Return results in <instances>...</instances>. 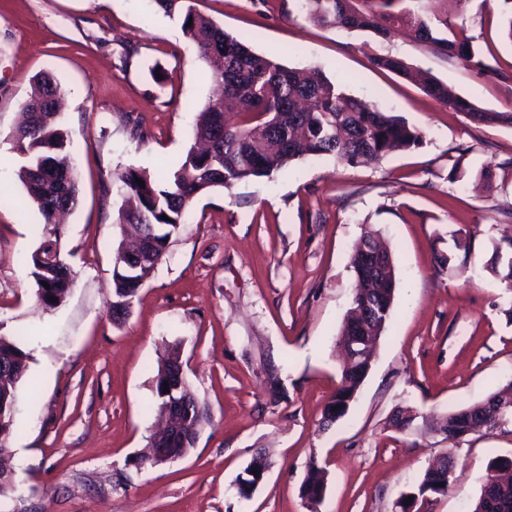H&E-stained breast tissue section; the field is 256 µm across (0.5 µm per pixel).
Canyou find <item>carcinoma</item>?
Wrapping results in <instances>:
<instances>
[{"mask_svg":"<svg viewBox=\"0 0 512 512\" xmlns=\"http://www.w3.org/2000/svg\"><path fill=\"white\" fill-rule=\"evenodd\" d=\"M152 2L166 15L180 20L185 37L201 58L217 56L222 59V67L210 75L211 82L222 88V94L197 112L196 137L208 145V149L188 152L181 165L161 184L133 169L118 174L117 192L137 200L135 207L118 210V223L129 225L136 241L152 237L159 242L160 250L165 251L198 196L216 187L269 177L290 162L307 156H334L357 165L378 162L397 150L422 146L423 135L418 129L349 93L344 83L329 79L320 68H292L271 56L254 52L224 28L195 12L189 0ZM304 2L309 17L320 25L347 31H374L384 36L402 31L439 51L460 57L474 68L485 67L472 44V37L464 28L456 29L448 24V19L438 15L428 16L412 10L410 0ZM374 64L401 76L410 74L408 64L399 58L377 57ZM423 90L475 122L512 126L511 111L482 109L434 77L424 78ZM62 96L61 86L53 79H38L23 104V120L12 135L18 149L27 155V167L42 169L44 162H53L41 175L31 176L23 168L18 174L29 203L38 208L46 227L56 222L58 208L71 210L78 196L66 134L56 122L57 110L45 106L48 100L56 103ZM138 178L144 185L136 182ZM164 215L168 219H162ZM505 247L512 250V236L495 245L490 269L505 288L512 290V257L502 261ZM45 251L54 252V261L42 259L38 249L31 254L29 262L40 302L47 308H54L64 301L71 288V268L58 246L48 244ZM156 267L157 264L150 263L134 271L114 268L112 309L121 307L124 313H129L139 289ZM45 282L50 288L43 286ZM51 296L56 301H50ZM365 302L379 313L378 323L370 326V333L380 336L390 318L394 289L355 291L352 306L356 308ZM28 359V353L16 343L0 336V453L5 451V441L15 430L16 389L27 374ZM364 379V373L357 367L341 369L331 405L344 404L342 415H347L350 408L346 400L356 398ZM505 392L512 393V381L486 400L449 413L442 431L448 433L450 439L459 437L470 415L479 416L489 429L496 426L497 408ZM183 395L191 409L187 417L185 451L188 452L207 423V410L191 388H186ZM451 471V462L446 459L438 462V467L427 469L411 497L416 500L437 493L439 483H449L447 476ZM488 471L492 472V494L497 506L489 510L488 501L481 494L470 512H512V459L494 458ZM324 487L323 470L310 465L301 488L313 490L307 498L311 506L322 502L318 489Z\"/></svg>","mask_w":512,"mask_h":512,"instance_id":"carcinoma-1","label":"carcinoma"}]
</instances>
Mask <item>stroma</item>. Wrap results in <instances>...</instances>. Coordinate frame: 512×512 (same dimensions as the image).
<instances>
[{
  "label": "stroma",
  "mask_w": 512,
  "mask_h": 512,
  "mask_svg": "<svg viewBox=\"0 0 512 512\" xmlns=\"http://www.w3.org/2000/svg\"><path fill=\"white\" fill-rule=\"evenodd\" d=\"M192 6L257 53L320 68L424 143L366 166L309 156L203 194L114 321L123 197L103 188L126 169L155 176L184 161L211 92L207 65L152 0H0V336L31 355L7 443L23 460L18 490L0 512H392L442 458L453 463L448 489L415 512H470L489 461L512 458V420L456 440L438 422L512 380V291L488 270L512 230V126L473 123L374 60L401 58L481 108L512 112V0H448L482 71L402 33L319 25L303 0ZM39 75L68 91L59 123L79 190L48 231L36 207L19 204L24 159L11 140ZM135 124L146 140L131 136ZM367 225L394 258L393 309L348 414L327 426L350 254ZM51 239L74 282L47 309L29 257ZM439 253L450 258L442 268ZM175 342L208 422L183 458L139 467L158 360ZM274 370L277 394L266 385ZM401 408L417 413L403 430L391 423ZM260 453L270 467L240 499L236 480ZM313 463L327 476L315 508L300 495Z\"/></svg>",
  "instance_id": "obj_1"
}]
</instances>
